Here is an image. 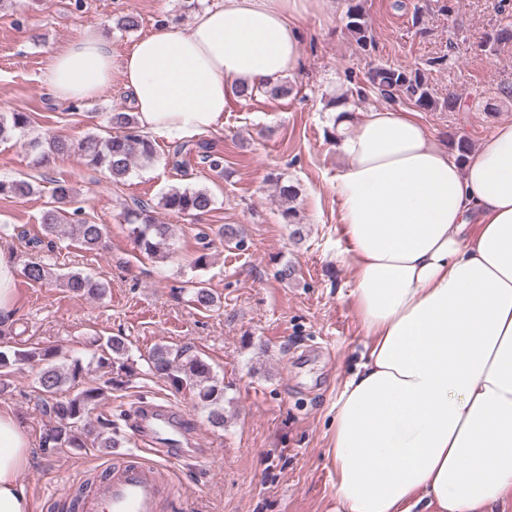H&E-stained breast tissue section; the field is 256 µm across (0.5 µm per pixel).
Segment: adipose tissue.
<instances>
[{
    "mask_svg": "<svg viewBox=\"0 0 512 512\" xmlns=\"http://www.w3.org/2000/svg\"><path fill=\"white\" fill-rule=\"evenodd\" d=\"M317 0H224L114 54L95 25L45 74L65 101L120 73L142 132L181 139L224 125L239 89L299 66ZM334 183L362 363L336 397L332 512H487L512 494V122L458 163L416 113L335 116ZM33 443L0 407V512H31L19 480Z\"/></svg>",
    "mask_w": 512,
    "mask_h": 512,
    "instance_id": "adipose-tissue-1",
    "label": "adipose tissue"
}]
</instances>
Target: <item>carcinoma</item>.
<instances>
[{
	"label": "carcinoma",
	"mask_w": 512,
	"mask_h": 512,
	"mask_svg": "<svg viewBox=\"0 0 512 512\" xmlns=\"http://www.w3.org/2000/svg\"><path fill=\"white\" fill-rule=\"evenodd\" d=\"M345 28L354 38L357 46L369 52L375 48L371 30L367 24L362 0H347L344 14ZM370 89L383 99L395 101L404 99L423 112L437 110L454 112L458 97L454 94L440 100L430 91L425 73L420 68L378 63L371 67L366 76ZM272 97L286 96L289 89L285 84H267L256 89L243 88L239 97L252 99L259 93ZM110 123L115 133L109 136L88 135L74 144L65 139L33 138L28 147L44 160L50 156H64L78 151L87 163L107 173L114 182L124 179L139 161H150L155 156V145L139 129L136 115L129 112H114ZM30 124V116L25 112L0 114V142L13 138ZM199 149L201 159L212 169L222 167L224 158L210 150L207 143H184L174 152L172 165L182 166V154ZM35 192L34 185L25 179H0V195L25 198ZM52 205L41 217L45 235H55L61 231L75 238L88 250H97L107 234L104 224H92L81 218L82 210L69 209L74 197L72 187L60 180L53 181L51 189ZM165 210L177 216L204 214L211 210L214 198L206 188H172L161 197ZM129 236L140 253L154 257L162 246L172 238V225L161 224L154 216L153 206L144 199L134 198L125 211ZM23 276L31 283H42L48 277L46 267L30 261L23 268ZM69 292L77 296H100L104 285L82 272L70 273L62 279ZM191 301L200 308L209 310L216 305V298L202 280L191 283ZM39 362L42 368L36 380V392L53 418L54 424L47 430L43 440L46 450L56 448H83L91 439L101 448H119L121 442L112 436V423L109 419L91 420L90 410L99 404L104 393L126 383V379L136 374V364L129 358L128 346L123 337L109 336L98 339L96 348L89 353L88 363H96L101 368L110 369V377L101 385L78 390L68 397H59L66 384L82 377L85 366L83 358L74 357L67 362L57 361V352L51 348L36 350H0V370L26 362ZM149 371L166 380L176 390L189 388L195 392L200 408L207 413V419L214 427H222L224 417V384L211 371L210 365L194 354L190 347L173 349L164 344L156 345L148 354Z\"/></svg>",
	"instance_id": "1"
}]
</instances>
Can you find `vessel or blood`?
I'll return each instance as SVG.
<instances>
[{"instance_id": "b4317fda", "label": "vessel or blood", "mask_w": 512, "mask_h": 512, "mask_svg": "<svg viewBox=\"0 0 512 512\" xmlns=\"http://www.w3.org/2000/svg\"><path fill=\"white\" fill-rule=\"evenodd\" d=\"M135 449L124 452L100 480L93 494L79 499L76 512H162L164 501L183 497L182 487L164 467L138 454L141 445L153 455L173 459L182 448L185 414L172 404L141 402L132 414Z\"/></svg>"}]
</instances>
